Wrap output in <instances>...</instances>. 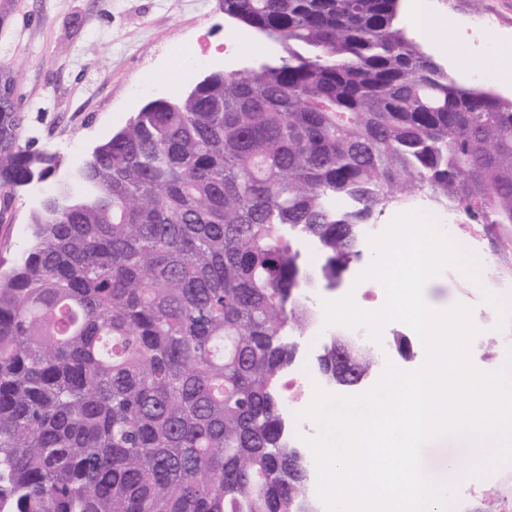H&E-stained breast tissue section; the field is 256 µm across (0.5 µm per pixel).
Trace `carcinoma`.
Listing matches in <instances>:
<instances>
[{
  "label": "carcinoma",
  "instance_id": "obj_1",
  "mask_svg": "<svg viewBox=\"0 0 512 512\" xmlns=\"http://www.w3.org/2000/svg\"><path fill=\"white\" fill-rule=\"evenodd\" d=\"M399 2L224 0L278 58L148 102L31 212L0 263V512H313L282 383L308 288L418 191L512 225V98L448 77ZM13 84L0 224L59 169L22 141ZM339 338L316 371L348 388L380 356L353 344L338 372Z\"/></svg>",
  "mask_w": 512,
  "mask_h": 512
}]
</instances>
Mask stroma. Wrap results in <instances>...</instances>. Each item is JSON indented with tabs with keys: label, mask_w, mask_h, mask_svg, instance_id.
Returning a JSON list of instances; mask_svg holds the SVG:
<instances>
[{
	"label": "stroma",
	"mask_w": 512,
	"mask_h": 512,
	"mask_svg": "<svg viewBox=\"0 0 512 512\" xmlns=\"http://www.w3.org/2000/svg\"><path fill=\"white\" fill-rule=\"evenodd\" d=\"M439 17L434 38L425 42L437 54L439 42L461 40L472 16L493 14L496 34L512 39V0H427ZM8 16L0 23V69L15 76V95L26 116L22 138L36 148L59 153L64 166L122 126L148 101L182 95L205 75L232 71L259 57L272 56L271 46L247 27H229L222 0H0ZM214 46L209 59L189 61L188 75L173 62L175 46L198 40ZM448 74L459 84L512 96V78L500 76L495 56L463 51L447 61ZM152 73L156 84L132 91L133 81ZM23 189L11 207L12 223L0 224L8 246L1 256L14 258L29 243L30 212L40 192ZM476 260L480 283L445 273L435 287L436 298L471 305L480 329L472 350L474 365L484 371L503 366L512 351V318L496 330L497 314L482 299L483 290L512 286L504 269L512 267V250H494L484 242ZM472 448L464 440L444 437L424 450L429 475L444 479V462L455 456L467 463ZM496 483L476 478L462 485L456 512H512V465L499 469Z\"/></svg>",
	"instance_id": "35a3bbf8"
}]
</instances>
